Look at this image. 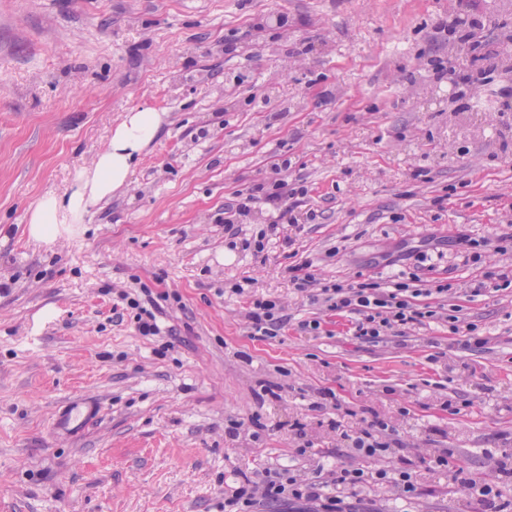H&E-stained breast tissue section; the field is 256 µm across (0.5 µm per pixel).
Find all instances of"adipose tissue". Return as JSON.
I'll return each instance as SVG.
<instances>
[{"label": "adipose tissue", "instance_id": "1", "mask_svg": "<svg viewBox=\"0 0 512 512\" xmlns=\"http://www.w3.org/2000/svg\"><path fill=\"white\" fill-rule=\"evenodd\" d=\"M163 122V113L152 109L127 112L91 165L76 172L67 191L46 194L31 209L30 238L52 243L61 225L83 223L91 205L127 186L142 152L156 139Z\"/></svg>", "mask_w": 512, "mask_h": 512}]
</instances>
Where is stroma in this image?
Segmentation results:
<instances>
[{
    "label": "stroma",
    "instance_id": "35a3bbf8",
    "mask_svg": "<svg viewBox=\"0 0 512 512\" xmlns=\"http://www.w3.org/2000/svg\"><path fill=\"white\" fill-rule=\"evenodd\" d=\"M511 39L512 0H0V512H224L241 474L352 463L373 414L395 456L512 469V288L483 285L512 278V70L492 58ZM474 89L495 110H467ZM146 107L165 120L128 186L30 240V209ZM282 178L305 189L294 222L260 203L229 238L237 194ZM304 263L452 283L487 343L436 320L361 342L356 313L294 288ZM129 288L167 295L160 335ZM262 297L288 318L266 340L245 318ZM80 397L97 423L56 436ZM421 488L356 496L470 508L445 476ZM145 295L148 297L145 299V302H141V300L136 298L129 297V293L126 291H122L119 293L121 299H129L128 305L130 308L135 309L137 312L136 323L138 331L143 336H156L160 333V328L156 322V312L162 310V307L159 303L151 297L147 291H145ZM147 304V306L145 305Z\"/></svg>",
    "mask_w": 512,
    "mask_h": 512
}]
</instances>
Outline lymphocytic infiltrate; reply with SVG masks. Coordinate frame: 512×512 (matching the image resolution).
<instances>
[{
    "mask_svg": "<svg viewBox=\"0 0 512 512\" xmlns=\"http://www.w3.org/2000/svg\"><path fill=\"white\" fill-rule=\"evenodd\" d=\"M298 194V189L283 179L269 187L258 184L251 192L239 197L233 211L245 217L255 203L261 202L285 217L293 212ZM290 280L300 291H316L329 310L358 311L360 317L354 335L366 343H377L390 334L404 333L427 320L448 322L456 331L462 328L456 315L417 302L421 296L448 294L452 286L447 282L437 283L430 289H421L416 283L405 281L395 282L389 288L381 287L375 281L323 286L305 264L291 267ZM388 428V423L380 419L367 422L351 438L356 462L336 466L326 476L304 477L291 469L266 468L244 477L232 494L225 497L224 512H258L261 506L286 501L315 502L320 506L319 512H353L347 492L357 491L370 483L388 488L393 498L413 501L421 493L419 472L423 469L447 472L449 480L463 489L479 512H512V503L503 500L498 486V476L504 472V465H497L496 469L477 476L461 468L449 469L447 456L437 455L420 458L416 463L402 459L397 466L391 467L384 463L389 445L382 439Z\"/></svg>",
    "mask_w": 512,
    "mask_h": 512,
    "instance_id": "1",
    "label": "lymphocytic infiltrate"
}]
</instances>
